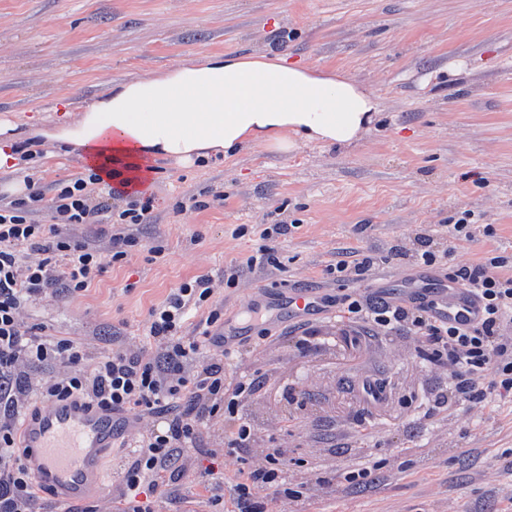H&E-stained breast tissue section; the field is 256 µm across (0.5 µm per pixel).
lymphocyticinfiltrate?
<instances>
[{
    "label": "lymphocytic infiltrate",
    "instance_id": "1",
    "mask_svg": "<svg viewBox=\"0 0 512 512\" xmlns=\"http://www.w3.org/2000/svg\"><path fill=\"white\" fill-rule=\"evenodd\" d=\"M22 182V194L0 203V512H33L38 491L16 446L19 397L24 392L16 368L21 364L34 369L67 366V373L42 386V400L74 397L117 413L159 420V427L142 435L126 455L116 512H154L151 501L140 500L141 490L166 486L182 449L198 447L203 428L218 416L224 419V455L241 463L233 486L236 512H266L267 503L275 500L307 504L323 477L289 482L286 449L259 447L253 426L239 414L241 398L263 388L265 373L244 371L229 378L223 355L199 359L202 339L211 338L212 327L224 318L223 309L212 303L210 275L184 281L150 309L145 335L155 354L117 348L89 374L79 370L85 354L78 342L45 337L41 327L24 324L23 311L37 300L61 290L80 294L105 265L126 262L141 245L126 227L146 223L154 199L130 190L125 178L111 185L94 169L57 183L50 197L31 174H23ZM40 213L45 216L41 222L36 219ZM83 224L111 226L107 251L77 236ZM287 233L284 224L263 228L260 246L243 267L225 271V287H236L243 269L279 267V240ZM25 250L32 254L26 262L21 259ZM511 262L491 254L476 266L448 271L449 281L467 288L482 303L483 317L472 326L450 323L423 304H390L353 293L342 298V309L350 323L409 332L424 361L447 367L449 387L435 396V404L454 398L482 403L511 397L512 336L505 329L512 324V275L504 272ZM203 307L208 315L201 339L187 338L183 329L191 312Z\"/></svg>",
    "mask_w": 512,
    "mask_h": 512
}]
</instances>
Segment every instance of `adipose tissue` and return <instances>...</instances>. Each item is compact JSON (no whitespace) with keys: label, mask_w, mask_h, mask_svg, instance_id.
Masks as SVG:
<instances>
[{"label":"adipose tissue","mask_w":512,"mask_h":512,"mask_svg":"<svg viewBox=\"0 0 512 512\" xmlns=\"http://www.w3.org/2000/svg\"><path fill=\"white\" fill-rule=\"evenodd\" d=\"M377 113L375 97L351 79L227 55L119 84L79 121L44 135L95 165L118 156L227 153L255 140L285 153L300 142L350 146Z\"/></svg>","instance_id":"obj_1"}]
</instances>
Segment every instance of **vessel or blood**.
Wrapping results in <instances>:
<instances>
[{
	"mask_svg": "<svg viewBox=\"0 0 512 512\" xmlns=\"http://www.w3.org/2000/svg\"><path fill=\"white\" fill-rule=\"evenodd\" d=\"M410 287L400 289V303H423L451 321L477 322L482 314L480 300L456 283L439 287L426 284L424 274H410ZM245 306L256 313H272L293 319L323 315L319 293L295 290L279 298L258 288ZM130 427L111 409L68 398L46 402L36 411L24 413L18 431L22 462L35 481L52 492L60 505H70L94 495L104 486V460L114 441L125 437Z\"/></svg>",
	"mask_w": 512,
	"mask_h": 512,
	"instance_id": "1",
	"label": "vessel or blood"
}]
</instances>
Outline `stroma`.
Wrapping results in <instances>:
<instances>
[{
    "mask_svg": "<svg viewBox=\"0 0 512 512\" xmlns=\"http://www.w3.org/2000/svg\"><path fill=\"white\" fill-rule=\"evenodd\" d=\"M267 55L345 76L379 103L372 129L349 147L264 142L205 164L151 159L142 191L155 197L142 249L106 267L83 295L50 294L23 315L45 334L81 343L82 372L113 348L149 349V309L197 275L214 277L228 322L282 334L249 357L269 375L265 396L245 399L260 445L288 451V478L320 466L328 483L307 512H512V398L489 405H427L447 389L404 333L355 335L346 319L313 321L317 348L300 354V321L249 317L262 287L320 288L338 300L355 282L330 274L355 253L379 257L370 279L404 285L418 233L433 236L436 274L494 252L512 254V0H0V127L41 152L42 185L86 169L77 149L39 136L79 120L84 102L113 86L191 62ZM204 196L210 207L176 211ZM471 212V238L446 226ZM250 232L233 236L238 225ZM287 224L285 271H224L257 244L254 227ZM160 244L163 256L150 260ZM199 449H186L156 512H214L200 482ZM383 460L377 484L353 488L348 472Z\"/></svg>",
    "mask_w": 512,
    "mask_h": 512,
    "instance_id": "1",
    "label": "stroma"
}]
</instances>
